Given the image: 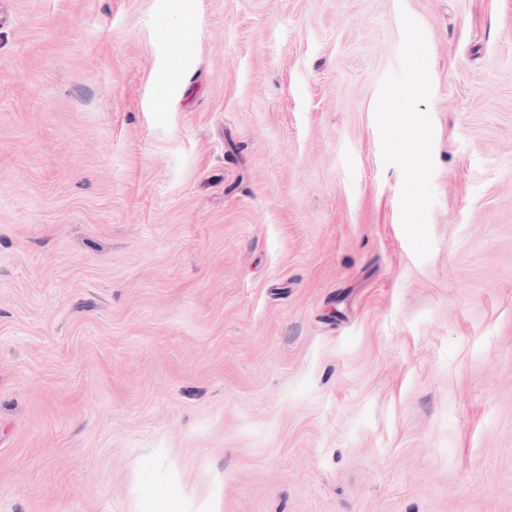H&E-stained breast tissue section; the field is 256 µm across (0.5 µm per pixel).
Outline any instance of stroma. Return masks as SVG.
Wrapping results in <instances>:
<instances>
[{"label":"stroma","mask_w":512,"mask_h":512,"mask_svg":"<svg viewBox=\"0 0 512 512\" xmlns=\"http://www.w3.org/2000/svg\"><path fill=\"white\" fill-rule=\"evenodd\" d=\"M7 6L0 512H512V0Z\"/></svg>","instance_id":"stroma-1"}]
</instances>
